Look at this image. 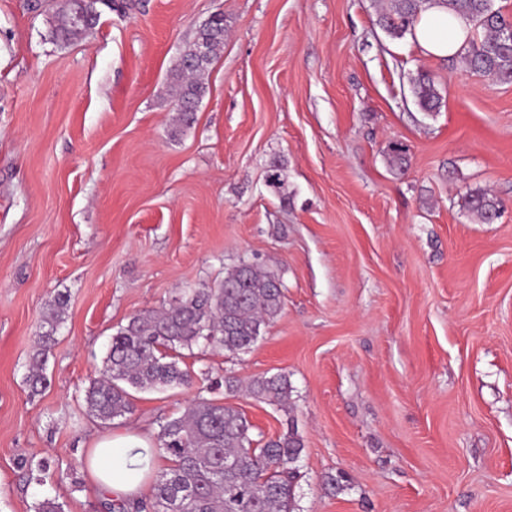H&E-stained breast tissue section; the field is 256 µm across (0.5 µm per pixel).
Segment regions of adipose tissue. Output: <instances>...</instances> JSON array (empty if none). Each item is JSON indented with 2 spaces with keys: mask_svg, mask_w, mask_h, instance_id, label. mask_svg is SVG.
<instances>
[{
  "mask_svg": "<svg viewBox=\"0 0 512 512\" xmlns=\"http://www.w3.org/2000/svg\"><path fill=\"white\" fill-rule=\"evenodd\" d=\"M470 32L465 19L431 4L419 15L410 39L422 53L446 58L458 52ZM147 451L142 440L104 435L87 454L91 488L110 503L142 498L148 485L143 467Z\"/></svg>",
  "mask_w": 512,
  "mask_h": 512,
  "instance_id": "1",
  "label": "adipose tissue"
}]
</instances>
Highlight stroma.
Wrapping results in <instances>:
<instances>
[{
	"instance_id": "35a3bbf8",
	"label": "stroma",
	"mask_w": 512,
	"mask_h": 512,
	"mask_svg": "<svg viewBox=\"0 0 512 512\" xmlns=\"http://www.w3.org/2000/svg\"><path fill=\"white\" fill-rule=\"evenodd\" d=\"M135 3L60 47L48 8L0 0V512H106L88 448L107 432L158 447L160 422L202 397L257 441L296 427V512H512V84L390 39L375 0ZM214 14L224 51L177 132L167 76ZM422 68L440 112L414 102ZM477 190L504 203L493 223L461 207ZM243 259L284 285L255 345L197 347L191 387L93 420L84 389L118 327ZM280 374L286 411L222 387ZM23 457L48 460L44 483ZM66 306L67 300L65 296L60 295L54 299L45 322V324L48 325V329L42 331L38 336V348L32 356L30 362V374L28 376L31 385L35 390L37 389L38 384L43 386L46 382L44 374L45 364L51 344L54 342V333L57 329V325L62 321V316Z\"/></svg>"
}]
</instances>
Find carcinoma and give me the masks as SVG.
<instances>
[{
	"mask_svg": "<svg viewBox=\"0 0 512 512\" xmlns=\"http://www.w3.org/2000/svg\"><path fill=\"white\" fill-rule=\"evenodd\" d=\"M425 0H382L377 24L392 39H402L412 28ZM471 23L473 34L458 53L462 65L504 84L512 83V41L505 32L512 18L490 0H433ZM51 39L59 45L89 33L102 13L126 11L129 0H57ZM195 40L208 54L192 64L179 58L170 75L168 93L177 107L176 123L187 127L196 103L206 93L204 77L224 49V18L216 17L197 31ZM412 96L423 112L440 108L442 95L435 77L420 70L412 82ZM266 185L283 195L281 165L266 172ZM473 218L489 224L503 203L488 191L464 199ZM284 285L280 277L246 261L224 272L216 285L198 284L179 291L161 310L136 314L113 334L103 367L84 392L89 415L106 423L131 413L130 391L189 387L192 372L179 365L182 351L193 352L203 342L231 354L245 352L258 332L281 314ZM67 306L60 295L51 304L48 329L38 336L30 362L32 387L46 382L44 374L57 325ZM225 390L245 389L248 395L282 408L292 392L285 375L251 379L246 386L224 378ZM252 425L236 407L199 399L181 416L163 420L161 448L172 465L161 472L151 497L118 506L116 512H295L297 463L303 443L298 432H288L254 446Z\"/></svg>",
	"mask_w": 512,
	"mask_h": 512,
	"instance_id": "cac0c4a2",
	"label": "carcinoma"
}]
</instances>
